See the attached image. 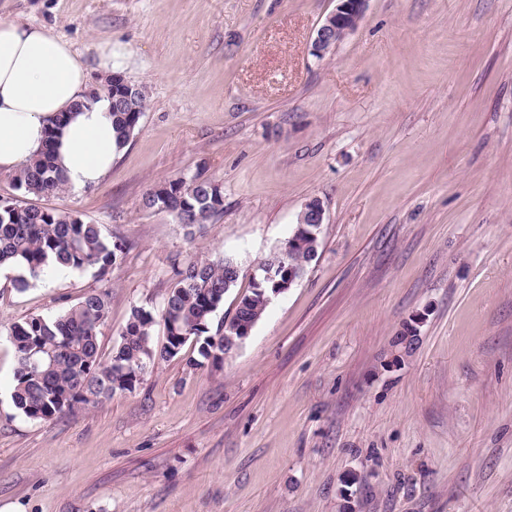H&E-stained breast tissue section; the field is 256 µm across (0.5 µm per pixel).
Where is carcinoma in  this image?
I'll return each mask as SVG.
<instances>
[{"label": "carcinoma", "instance_id": "1", "mask_svg": "<svg viewBox=\"0 0 512 512\" xmlns=\"http://www.w3.org/2000/svg\"><path fill=\"white\" fill-rule=\"evenodd\" d=\"M112 115L116 149L134 135L145 111L146 91L123 73L112 75ZM60 125L46 131L39 155L12 175L16 191L25 197L53 196L64 187L53 164V147ZM143 209L166 212L192 235L224 209L221 184L195 174L159 182L142 199ZM321 238L303 239L283 257L273 254L258 264L265 271L280 263L302 278L318 256ZM125 245L106 234L104 226L72 210L43 207L0 198V268L19 270L13 279L19 292L28 290L42 270L53 263L68 271L94 269L109 274ZM241 263L233 255L190 260L174 271L160 312L131 310L109 359L102 360L98 336L109 316L106 290H93L52 316H33L8 327L17 367L12 402L25 417L48 422L79 407L96 405L116 394L133 392L144 375L164 360L177 357L187 339L200 342L199 354L212 365L224 363V337L242 323L257 324L264 316L272 284L252 279L250 290L238 297L235 314L212 326L225 295L237 287ZM162 324L165 342L158 347L154 333Z\"/></svg>", "mask_w": 512, "mask_h": 512}]
</instances>
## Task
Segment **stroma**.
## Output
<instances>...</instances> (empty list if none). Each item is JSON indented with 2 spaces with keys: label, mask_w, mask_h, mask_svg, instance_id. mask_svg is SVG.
<instances>
[{
  "label": "stroma",
  "mask_w": 512,
  "mask_h": 512,
  "mask_svg": "<svg viewBox=\"0 0 512 512\" xmlns=\"http://www.w3.org/2000/svg\"><path fill=\"white\" fill-rule=\"evenodd\" d=\"M0 0L52 28L92 88L100 46L147 91L97 185L42 198L126 244L26 292L0 272V512H512V0ZM203 170L224 209L187 235L141 200ZM325 209L306 274L221 366L196 341L134 392L49 422L13 406L10 324L107 288L102 357L173 270L243 262L219 316ZM369 0H336L335 9L316 31L312 53L321 58L331 49L336 38L337 46L346 36L355 32L367 9ZM311 200L320 201L317 198H312V199H309L308 201H306V203ZM304 205L297 215L296 224L298 223V225L295 224L294 228H296L297 226L298 227L295 230L293 228L294 233L292 231L293 235L292 236L290 235L291 238L288 239V245L284 246V245L280 244L276 248L275 251L279 250V251L285 253L287 250L291 249L293 246L301 244L300 237H301L302 232H305V230L307 229V224H324L325 210H324V207L322 204H320L318 206L311 207L309 209L304 210V212H302ZM300 213H301V215L299 217V222H298V216Z\"/></svg>",
  "instance_id": "stroma-1"
}]
</instances>
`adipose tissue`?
Returning <instances> with one entry per match:
<instances>
[{"instance_id":"obj_1","label":"adipose tissue","mask_w":512,"mask_h":512,"mask_svg":"<svg viewBox=\"0 0 512 512\" xmlns=\"http://www.w3.org/2000/svg\"><path fill=\"white\" fill-rule=\"evenodd\" d=\"M82 56L53 29L0 19V172L11 174L37 155L47 128L66 122L55 144V164L68 188L98 184L112 169V104L88 101Z\"/></svg>"}]
</instances>
